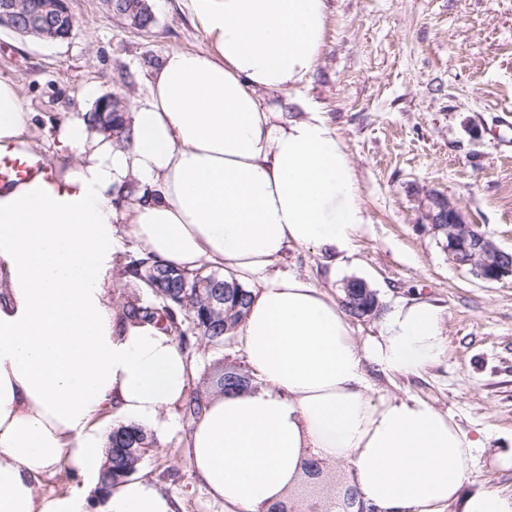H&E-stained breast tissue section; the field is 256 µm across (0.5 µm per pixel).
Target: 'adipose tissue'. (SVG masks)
<instances>
[{
	"mask_svg": "<svg viewBox=\"0 0 512 512\" xmlns=\"http://www.w3.org/2000/svg\"><path fill=\"white\" fill-rule=\"evenodd\" d=\"M209 43L164 53L131 114L130 147L80 118L56 148L63 172L0 190V512H87L99 491L103 416L158 433L188 395L191 363L158 326L124 325L109 297L122 237L182 270L225 266L259 281L239 329L259 388L208 400L188 434L190 473L225 512H325L291 498L301 463L342 461L371 512H512V492L460 491L483 436L415 397L375 388L371 373L416 374L445 353L438 310L412 301L356 343L344 312L309 280L271 273L291 246L333 263L368 217L355 172L325 113L288 114L280 94L310 74L326 0H184ZM17 87L0 80V147L30 148ZM137 181L146 197L116 209ZM65 466L79 489L40 495ZM96 512H176L155 483L131 478Z\"/></svg>",
	"mask_w": 512,
	"mask_h": 512,
	"instance_id": "1",
	"label": "adipose tissue"
}]
</instances>
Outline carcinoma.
I'll return each mask as SVG.
<instances>
[{
  "label": "carcinoma",
  "mask_w": 512,
  "mask_h": 512,
  "mask_svg": "<svg viewBox=\"0 0 512 512\" xmlns=\"http://www.w3.org/2000/svg\"><path fill=\"white\" fill-rule=\"evenodd\" d=\"M87 126L99 133L112 131L119 146H129L133 131L128 112L97 109L84 114ZM124 277L135 285L146 288L150 298H135L124 306L122 318L130 325L152 323L172 336L180 348L188 347L191 336H201L212 345L231 340L242 323L252 301V290L244 287L233 274L219 275L201 270L187 272L151 255L140 254L124 270ZM221 392L247 391L253 388V379L241 371L228 367L215 380ZM205 392L194 389L185 402L186 411L197 418L206 405ZM152 435L133 425L112 430L108 459L100 473V489L106 490L121 480L134 475L153 447ZM134 447L137 455L122 454Z\"/></svg>",
  "instance_id": "cac0c4a2"
}]
</instances>
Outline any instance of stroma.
<instances>
[{"instance_id": "obj_1", "label": "stroma", "mask_w": 512, "mask_h": 512, "mask_svg": "<svg viewBox=\"0 0 512 512\" xmlns=\"http://www.w3.org/2000/svg\"><path fill=\"white\" fill-rule=\"evenodd\" d=\"M146 31L129 28L103 0H71L70 38L49 44L0 28V79L14 83L35 119L28 132L50 164L58 129L107 93L135 108L164 53L202 52L208 43L183 0H151ZM324 44L301 96L326 112L356 173L368 222L352 254L337 265L306 247L288 248L274 269L295 272L340 299L360 279L379 313L350 319L356 341L378 335L382 313L411 299L435 306L447 346L417 375L376 376L379 389L425 400L465 430L483 434L485 451L468 464L465 492L494 485L512 492V279L485 282L453 265L422 224L427 195L456 203L478 230L512 250V0H327ZM136 244L122 238L110 301L122 311L145 289L126 287ZM190 388L209 389L218 368L245 367L239 339L213 346L192 338ZM140 467L178 503V512H224L190 474L182 407Z\"/></svg>"}]
</instances>
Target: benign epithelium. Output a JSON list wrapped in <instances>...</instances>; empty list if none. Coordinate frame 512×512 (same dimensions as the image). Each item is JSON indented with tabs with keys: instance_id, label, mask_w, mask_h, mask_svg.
I'll list each match as a JSON object with an SVG mask.
<instances>
[{
	"instance_id": "1",
	"label": "benign epithelium",
	"mask_w": 512,
	"mask_h": 512,
	"mask_svg": "<svg viewBox=\"0 0 512 512\" xmlns=\"http://www.w3.org/2000/svg\"><path fill=\"white\" fill-rule=\"evenodd\" d=\"M0 28L46 43L67 40L73 29L68 0H0ZM425 226L442 237L448 260L485 282L512 278V252L469 223L448 198L427 195Z\"/></svg>"
}]
</instances>
